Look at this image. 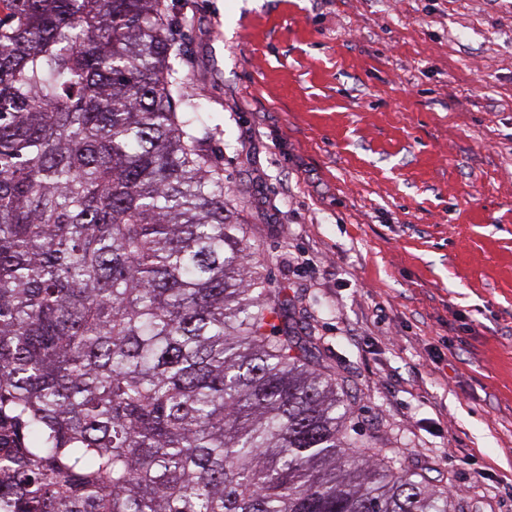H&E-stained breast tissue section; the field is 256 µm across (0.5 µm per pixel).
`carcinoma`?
Listing matches in <instances>:
<instances>
[{
    "label": "carcinoma",
    "mask_w": 512,
    "mask_h": 512,
    "mask_svg": "<svg viewBox=\"0 0 512 512\" xmlns=\"http://www.w3.org/2000/svg\"><path fill=\"white\" fill-rule=\"evenodd\" d=\"M171 55L165 0H0V512H451L358 449Z\"/></svg>",
    "instance_id": "obj_1"
}]
</instances>
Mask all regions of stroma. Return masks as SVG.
Masks as SVG:
<instances>
[{
    "instance_id": "obj_1",
    "label": "stroma",
    "mask_w": 512,
    "mask_h": 512,
    "mask_svg": "<svg viewBox=\"0 0 512 512\" xmlns=\"http://www.w3.org/2000/svg\"><path fill=\"white\" fill-rule=\"evenodd\" d=\"M269 286L379 455L512 512V0H166Z\"/></svg>"
}]
</instances>
